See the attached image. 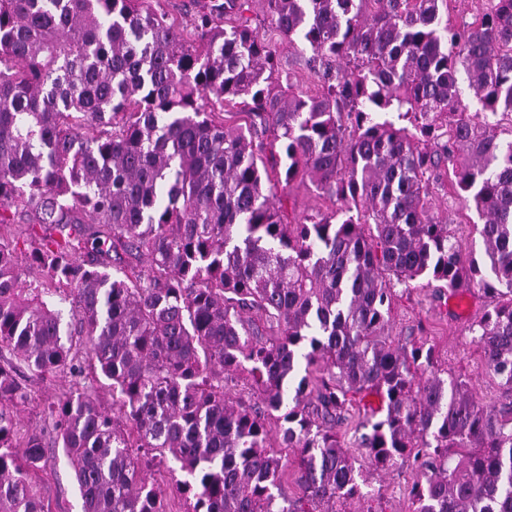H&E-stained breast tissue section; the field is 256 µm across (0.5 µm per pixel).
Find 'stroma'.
Returning a JSON list of instances; mask_svg holds the SVG:
<instances>
[{
	"label": "stroma",
	"mask_w": 512,
	"mask_h": 512,
	"mask_svg": "<svg viewBox=\"0 0 512 512\" xmlns=\"http://www.w3.org/2000/svg\"><path fill=\"white\" fill-rule=\"evenodd\" d=\"M249 17L251 27L259 36L274 41L279 68L288 72L303 90L315 93L318 79L309 69L306 54L289 46L287 39L274 31L263 0H254ZM436 203L439 217L453 224L461 237L465 260H482L483 244L476 229L479 221L476 212L461 208L444 193L438 195ZM487 302V297L477 288L451 291L437 282L424 288L400 285L393 300L391 334L406 338L415 332L417 325H424L426 339L435 345L442 365L469 381L476 401L501 406L512 402V396L500 388L498 377L486 368L479 348L472 344L467 331L469 324L483 314ZM26 383L32 400L21 410L20 418L27 427L36 428L42 423L43 406L66 392L69 380L61 376H33ZM422 478L420 470L408 465L371 472L368 489L374 512H407L408 492ZM45 488L51 512H81L79 490L60 449L48 451Z\"/></svg>",
	"instance_id": "stroma-1"
}]
</instances>
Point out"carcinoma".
Segmentation results:
<instances>
[{
    "instance_id": "carcinoma-1",
    "label": "carcinoma",
    "mask_w": 512,
    "mask_h": 512,
    "mask_svg": "<svg viewBox=\"0 0 512 512\" xmlns=\"http://www.w3.org/2000/svg\"><path fill=\"white\" fill-rule=\"evenodd\" d=\"M154 2L0 0V512H49L51 442L82 512H167L157 462L188 512H336L365 498L335 427L369 394L372 467L424 471L408 512H512V404L390 334L394 284L476 283L468 331L512 393V0L463 28L448 0H266L315 94L254 37L252 0L190 31ZM298 178L336 209H288ZM445 185L482 221L481 266L436 213ZM18 364L71 378L39 428Z\"/></svg>"
}]
</instances>
